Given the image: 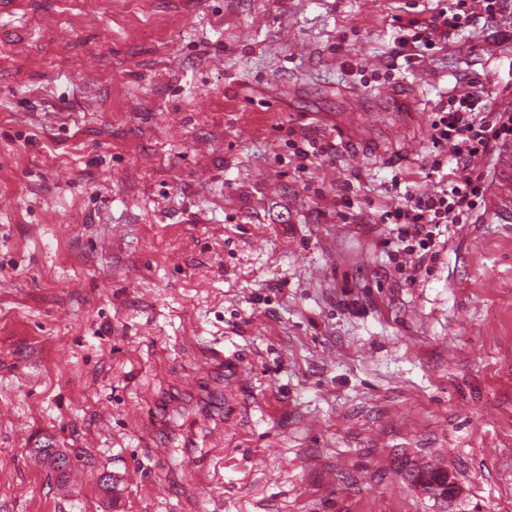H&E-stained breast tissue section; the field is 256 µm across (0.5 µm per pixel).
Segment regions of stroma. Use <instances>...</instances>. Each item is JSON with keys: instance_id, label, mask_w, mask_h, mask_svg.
Here are the masks:
<instances>
[{"instance_id": "1", "label": "stroma", "mask_w": 512, "mask_h": 512, "mask_svg": "<svg viewBox=\"0 0 512 512\" xmlns=\"http://www.w3.org/2000/svg\"><path fill=\"white\" fill-rule=\"evenodd\" d=\"M447 4L0 5V512H512V221L418 271L380 221L457 79H512L396 54Z\"/></svg>"}]
</instances>
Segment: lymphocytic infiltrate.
Masks as SVG:
<instances>
[{
  "mask_svg": "<svg viewBox=\"0 0 512 512\" xmlns=\"http://www.w3.org/2000/svg\"><path fill=\"white\" fill-rule=\"evenodd\" d=\"M469 27L484 31L492 47L511 49L512 0H450L420 32L399 38L398 44L423 54L450 47L453 37ZM430 139L435 150L430 173L441 172L444 163L452 161L467 175L438 181L431 190L405 194L381 214L383 223L395 225L401 252L409 258L435 246L440 225L466 223L476 208L489 177L487 158L512 141V84L492 100L481 81H469L466 91L449 95L432 113Z\"/></svg>",
  "mask_w": 512,
  "mask_h": 512,
  "instance_id": "1",
  "label": "lymphocytic infiltrate"
}]
</instances>
